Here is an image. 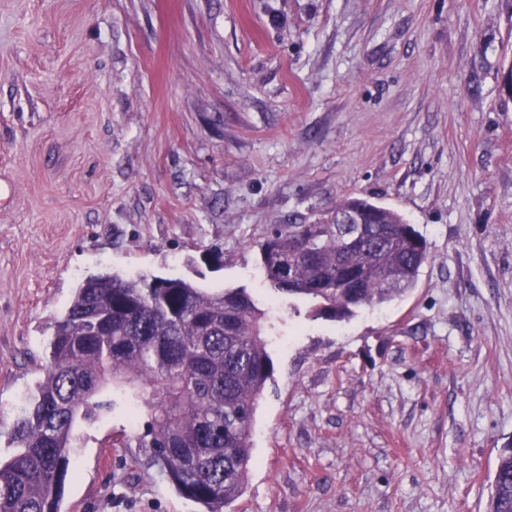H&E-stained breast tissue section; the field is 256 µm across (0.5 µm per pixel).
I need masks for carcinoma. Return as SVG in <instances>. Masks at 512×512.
Masks as SVG:
<instances>
[{
  "mask_svg": "<svg viewBox=\"0 0 512 512\" xmlns=\"http://www.w3.org/2000/svg\"><path fill=\"white\" fill-rule=\"evenodd\" d=\"M362 209L361 239L336 234L338 215ZM266 280L303 299L317 317L341 320L412 288L428 260L422 235L398 211L345 198L309 224L270 230L260 245ZM356 272L350 288L337 270ZM266 313L244 288L208 292L182 278L103 272L77 289L55 322L48 362L15 419V451L0 460V512H61L69 449L79 424L112 414V395L149 420L141 448L201 512H224L243 493L251 428L273 362ZM490 512H512V453L497 458Z\"/></svg>",
  "mask_w": 512,
  "mask_h": 512,
  "instance_id": "obj_1",
  "label": "carcinoma"
}]
</instances>
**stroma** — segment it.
<instances>
[{
	"label": "stroma",
	"mask_w": 512,
	"mask_h": 512,
	"mask_svg": "<svg viewBox=\"0 0 512 512\" xmlns=\"http://www.w3.org/2000/svg\"><path fill=\"white\" fill-rule=\"evenodd\" d=\"M512 0H0V458L89 276L244 288L274 375L228 512H489L512 446ZM347 197L424 237L339 321L260 242ZM124 401L61 512H200Z\"/></svg>",
	"instance_id": "obj_1"
}]
</instances>
